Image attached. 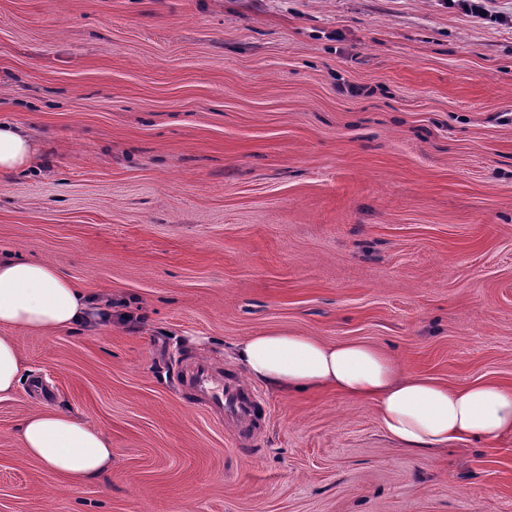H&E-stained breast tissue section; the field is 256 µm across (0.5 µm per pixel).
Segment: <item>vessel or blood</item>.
Returning <instances> with one entry per match:
<instances>
[{"label":"vessel or blood","instance_id":"obj_1","mask_svg":"<svg viewBox=\"0 0 512 512\" xmlns=\"http://www.w3.org/2000/svg\"><path fill=\"white\" fill-rule=\"evenodd\" d=\"M175 376L185 400L206 406L224 418L232 427L239 447L252 446L255 425L265 408L251 388L199 359L181 362Z\"/></svg>","mask_w":512,"mask_h":512}]
</instances>
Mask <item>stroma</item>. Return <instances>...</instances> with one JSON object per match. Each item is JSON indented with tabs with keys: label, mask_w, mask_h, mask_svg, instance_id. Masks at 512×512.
I'll use <instances>...</instances> for the list:
<instances>
[{
	"label": "stroma",
	"mask_w": 512,
	"mask_h": 512,
	"mask_svg": "<svg viewBox=\"0 0 512 512\" xmlns=\"http://www.w3.org/2000/svg\"><path fill=\"white\" fill-rule=\"evenodd\" d=\"M0 0V255L112 304L15 330L0 512H512V435L419 456L375 406L260 389L251 454L181 397L279 328L512 387V0ZM72 410L112 469L73 486L19 424ZM37 147L27 132L17 125L0 124V176L29 167Z\"/></svg>",
	"instance_id": "1"
}]
</instances>
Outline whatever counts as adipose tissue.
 Listing matches in <instances>:
<instances>
[{
	"label": "adipose tissue",
	"mask_w": 512,
	"mask_h": 512,
	"mask_svg": "<svg viewBox=\"0 0 512 512\" xmlns=\"http://www.w3.org/2000/svg\"><path fill=\"white\" fill-rule=\"evenodd\" d=\"M37 147L19 126L0 124V176L29 167ZM94 305L56 265L0 256V327L51 334L82 327ZM233 359L250 381L292 395L332 387L370 401L385 433L424 454L454 442L512 435V389L495 382L452 388L407 371L382 348L327 343L284 330L234 344ZM27 369L14 337L0 336V397L14 394ZM21 452L71 484L104 476L112 450L100 430L73 412L36 410L18 430Z\"/></svg>",
	"instance_id": "obj_1"
}]
</instances>
